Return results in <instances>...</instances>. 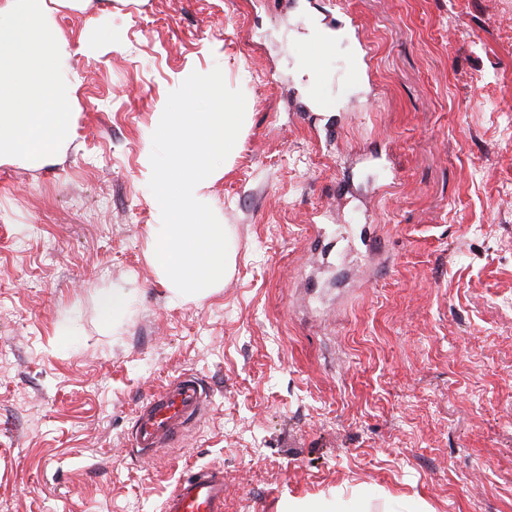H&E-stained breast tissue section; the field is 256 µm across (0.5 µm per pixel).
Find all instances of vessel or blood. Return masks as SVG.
<instances>
[{
	"label": "vessel or blood",
	"mask_w": 512,
	"mask_h": 512,
	"mask_svg": "<svg viewBox=\"0 0 512 512\" xmlns=\"http://www.w3.org/2000/svg\"><path fill=\"white\" fill-rule=\"evenodd\" d=\"M212 405L213 395L197 373L187 371L168 380L136 410L131 453L150 458L178 445ZM162 512H224L223 470H188L163 501Z\"/></svg>",
	"instance_id": "b4317fda"
}]
</instances>
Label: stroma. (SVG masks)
<instances>
[{"instance_id":"1","label":"stroma","mask_w":512,"mask_h":512,"mask_svg":"<svg viewBox=\"0 0 512 512\" xmlns=\"http://www.w3.org/2000/svg\"><path fill=\"white\" fill-rule=\"evenodd\" d=\"M53 22L73 140L0 165V512H160L202 466L224 512H512V0H88ZM313 27L346 31L316 73ZM216 67L250 114L207 189L231 260L176 304L143 159L179 75ZM113 288L132 305L108 329ZM185 371L212 409L130 456L145 395ZM131 303L129 294L110 290L102 292L98 297V309L103 324L109 325L114 322V317L125 313Z\"/></svg>"}]
</instances>
